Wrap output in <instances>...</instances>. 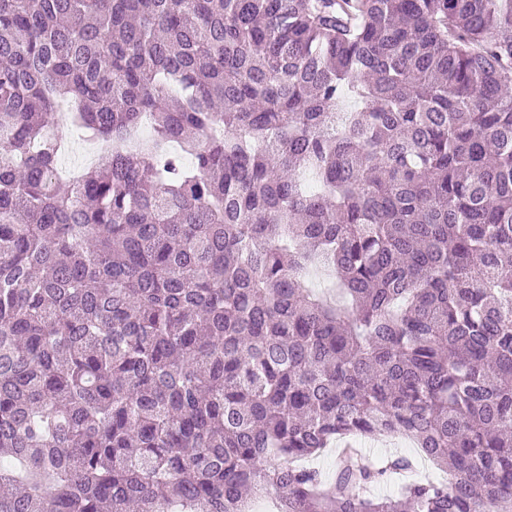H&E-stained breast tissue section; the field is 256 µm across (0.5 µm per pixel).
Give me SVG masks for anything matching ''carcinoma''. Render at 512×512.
I'll return each mask as SVG.
<instances>
[{
	"label": "carcinoma",
	"instance_id": "obj_1",
	"mask_svg": "<svg viewBox=\"0 0 512 512\" xmlns=\"http://www.w3.org/2000/svg\"><path fill=\"white\" fill-rule=\"evenodd\" d=\"M266 495L512 512V0H0V512ZM65 132L68 139L65 138ZM62 135L65 138V149L60 157V165L64 171L79 172L88 167L90 159H85L82 155L81 144H85L84 134L76 130L63 129ZM358 442L365 445L361 447L359 444V447L362 448L363 454L370 458L377 459L389 454L414 455L418 459L417 476H430L438 479L448 477V475L437 470L430 461L422 458L419 455L418 448H414L413 443L407 439L396 437L378 440H359ZM341 448L342 446L340 444H336V442H334L330 448H325L318 455L301 460L297 463L298 465L311 466L319 469L322 472L327 485H329L335 478L336 459L338 458V452Z\"/></svg>",
	"mask_w": 512,
	"mask_h": 512
}]
</instances>
